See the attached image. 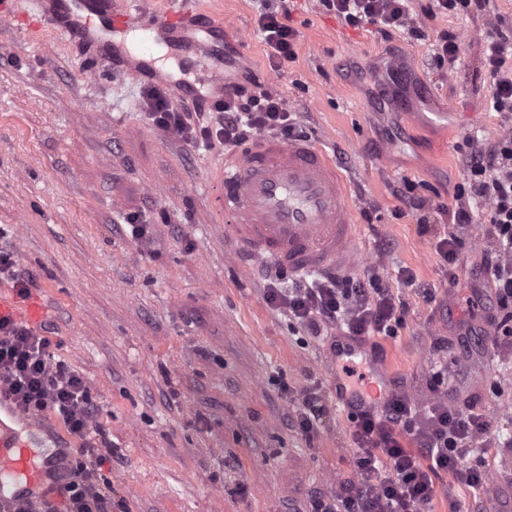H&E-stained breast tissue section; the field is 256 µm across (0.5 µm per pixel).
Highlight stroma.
Listing matches in <instances>:
<instances>
[{
  "label": "stroma",
  "instance_id": "35a3bbf8",
  "mask_svg": "<svg viewBox=\"0 0 512 512\" xmlns=\"http://www.w3.org/2000/svg\"><path fill=\"white\" fill-rule=\"evenodd\" d=\"M283 6L299 37L295 59L276 68L257 19ZM217 7L228 21L213 41L225 79L248 71L283 97L349 185L358 226L349 274L376 269L409 306L395 336L369 339L372 356L419 404L432 396L433 365L456 360L449 401L478 402L497 428L482 451L496 497L443 472L431 512H512V452L500 446L512 437V349L491 334L481 224L461 229L472 246L456 283L434 251L452 229L435 207L456 204L465 136L489 145L503 132L484 39L512 28V0L427 19L431 36L459 37L451 71L435 67L430 40L349 26L316 0ZM392 65L404 80H390ZM146 86L135 74L89 78L52 28H0V244L36 277L43 326L99 397L114 449L112 512H311L315 494L356 476L349 416L328 406L311 439L294 424L306 390L329 391L330 339L269 303L265 266L232 259L210 191L224 146L153 124ZM395 98L408 111L394 110ZM405 178L418 182L423 210L393 195ZM130 215L149 225V239L125 235Z\"/></svg>",
  "mask_w": 512,
  "mask_h": 512
}]
</instances>
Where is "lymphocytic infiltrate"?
Wrapping results in <instances>:
<instances>
[{
    "mask_svg": "<svg viewBox=\"0 0 512 512\" xmlns=\"http://www.w3.org/2000/svg\"><path fill=\"white\" fill-rule=\"evenodd\" d=\"M348 25H377L389 36L427 40L414 17L410 0H319ZM288 10L265 11L258 32L272 63L296 57L298 32L288 23ZM485 66L492 79L490 103L504 129L490 146L475 137L465 140L464 178L456 192V224L474 223L472 203L484 206L483 239L491 256L484 272L494 290L497 314L494 334L512 342V34L495 30L486 37ZM149 118L157 126L189 142L215 141L233 147L260 132L283 140L304 132L285 100L265 90L251 73L224 87V105L213 119L173 108L170 92L149 87L144 95ZM268 299L287 312L310 335L330 327L347 335L393 336L405 323L408 307L379 272L360 283L342 275L288 278L277 271L269 282ZM53 337L25 323L0 320V383L8 387L25 412L52 415L75 445L78 460L73 478L58 499L21 502L10 512H112V481L103 468L112 451L100 447L103 433L100 406L82 376L58 359ZM493 433L484 411L439 399L425 407L405 394L383 396L374 415L355 419L359 476L339 482L333 493L316 496L312 512H428L435 497L434 478L452 475L461 486L479 490L488 472L472 459Z\"/></svg>",
    "mask_w": 512,
    "mask_h": 512,
    "instance_id": "1",
    "label": "lymphocytic infiltrate"
}]
</instances>
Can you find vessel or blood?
Listing matches in <instances>:
<instances>
[{
	"label": "vessel or blood",
	"instance_id": "vessel-or-blood-1",
	"mask_svg": "<svg viewBox=\"0 0 512 512\" xmlns=\"http://www.w3.org/2000/svg\"><path fill=\"white\" fill-rule=\"evenodd\" d=\"M37 16L54 28L60 41L78 50L89 73L97 64L112 62L101 39L105 30L133 35L137 42L156 48L176 35L194 41L201 57L194 83L205 91L210 105L224 102L223 68L209 62L214 54L210 39L222 33L224 18L208 0H199L191 12L157 11L148 0H39ZM211 194L224 217V235L237 253L297 275L308 270L336 272L354 261L356 226L347 185L333 161L313 144L259 134L225 154L212 178ZM43 312L41 301L23 304L10 290L0 289V319L36 322ZM364 351L360 337L343 336L325 357L340 366ZM389 383L384 369L371 368L367 391L359 394L339 376L331 384L332 400L344 415L372 414L377 395ZM43 428L41 419L21 411L0 389L1 505L38 501L68 482L71 448L59 442L50 453H35Z\"/></svg>",
	"mask_w": 512,
	"mask_h": 512
}]
</instances>
